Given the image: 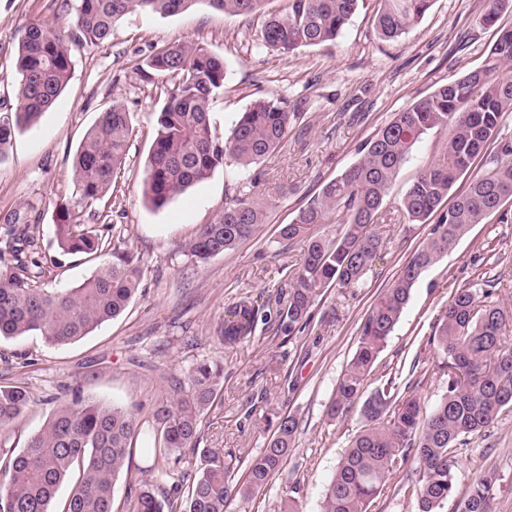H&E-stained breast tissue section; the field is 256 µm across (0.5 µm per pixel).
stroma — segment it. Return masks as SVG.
<instances>
[{
  "mask_svg": "<svg viewBox=\"0 0 512 512\" xmlns=\"http://www.w3.org/2000/svg\"><path fill=\"white\" fill-rule=\"evenodd\" d=\"M486 3L435 0L419 24L386 41L375 28V0H363L335 44L289 55L259 47L263 15H229L203 4L168 17L134 10L115 23L108 43L72 45L74 71L65 90L35 126L16 133L0 163V215L32 210L39 218L35 234L50 260L55 204L68 202L84 223L108 230L121 247L140 254L143 277L120 316L75 343L54 347L36 333L0 340V385L27 386L34 397L10 437L12 447L22 449L52 412L53 398L66 397L73 386L110 404L138 406L146 415L169 377H186L200 360L220 359L224 386L203 418L204 447L246 461L274 433L281 414L292 413L301 423L279 473L249 503L229 504L228 512H278L291 495L300 512H320L347 442L362 425L359 406L336 419L327 407L365 314L431 233V225L408 223L400 201L441 150L447 131L430 132L413 147L390 188L384 220L373 227L382 241L379 260L360 287L326 289L308 331L285 345L274 323H261L254 339L227 346L219 339L224 316L242 297L264 303L283 287L304 243L282 239L281 225L357 161L360 144L417 97L481 65L498 29L512 27V4L501 10L496 26L480 25ZM71 7V0H0V116L16 107L14 57L25 30L45 22L69 35ZM186 39L224 60V90L210 112L219 138L228 137L241 112L261 97L284 96L301 114L283 146L251 170L259 179L255 198L267 207L265 224L204 263L184 255L181 246L200 225L214 221L247 173L224 165L160 209L142 194L156 116L171 84L144 78L136 65L153 46ZM115 101L132 114L134 135L111 190L87 209L74 190L72 159L101 108ZM491 279L493 302L512 305V200L472 225L421 274L365 393L381 376H394L431 409L446 392L448 375L428 340L456 289L478 290ZM154 465L148 442H137L128 472L115 481L112 512H125L136 481ZM481 469L500 479L492 512H512V409L503 410L460 457L454 468L458 495Z\"/></svg>",
  "mask_w": 512,
  "mask_h": 512,
  "instance_id": "stroma-1",
  "label": "stroma"
}]
</instances>
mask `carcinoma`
<instances>
[{"label": "carcinoma", "mask_w": 512, "mask_h": 512, "mask_svg": "<svg viewBox=\"0 0 512 512\" xmlns=\"http://www.w3.org/2000/svg\"><path fill=\"white\" fill-rule=\"evenodd\" d=\"M362 0H289L288 11L269 16L261 45L283 55L300 47L333 44ZM434 0H378L376 29L385 40L400 37L418 23ZM203 3L226 14L263 13L265 0H75L71 35L93 45L107 43L112 27L139 9L160 16L182 13ZM505 0H489L480 24L497 23ZM512 65V28H501L485 50L481 66L395 113L393 119L358 149V160L323 185L289 224L282 239H301L302 258L287 287L275 298V311L246 297L224 318L220 340L246 342L258 322L275 315L277 332L287 343L313 321L316 304L332 286L354 288L374 265L379 238L372 225L383 214L389 189L413 146L423 135L445 128L448 140L438 157L409 186L401 210L411 224H425L447 200L454 183L474 160L483 169L470 176L440 215L426 245L390 288L377 299L360 328L358 346L336 382L327 414L335 419L362 402L365 425L350 440L326 489L321 512H369L387 479L406 474L405 491L419 512H441L456 495L454 463L460 450L512 406V343L503 327L509 312L467 288L452 295L428 341L448 368V390L426 414L420 402L405 396L388 379L366 399L365 381L398 323L420 275L434 265L473 224H480L512 199V139L502 137L505 114L512 112V78L500 76ZM74 69L68 42L44 22L31 24L15 56L17 108L0 118V162L15 132L32 127L69 83ZM146 77L166 76L173 89L161 106L143 181L144 195L156 209L232 162L243 170L280 148L297 112L282 97L254 100L242 112L231 135L221 140L210 124V102L224 90V59L184 40L153 48L139 63ZM134 132L132 116L112 102L100 112L80 143L73 162V183L87 207L101 201L112 186ZM250 189L224 206L210 224L199 227L183 245L187 255L205 262L234 249L265 222V206ZM53 238L62 255L96 256L112 248V261L69 288H49L53 269L44 261L31 233L28 214L0 217V338L38 333L54 346L81 340L104 322L121 315L138 291L142 258L81 222L61 205L55 212ZM224 382V363L203 360L181 379L141 420L133 409L83 395L81 387L58 403L24 448L15 452L0 441V512H52L58 489L75 479L59 512H112L116 477L128 465L131 448L143 435L160 457L155 480L143 479L129 498L127 512H227L233 499L247 502L279 472L293 448L299 423L281 418L266 446L252 456L242 482L230 481L236 458L203 448L200 422ZM33 402L22 387L0 385V434L19 424ZM200 456L195 470L187 454ZM498 477L485 470L471 481L460 512H490Z\"/></svg>", "instance_id": "obj_1"}]
</instances>
